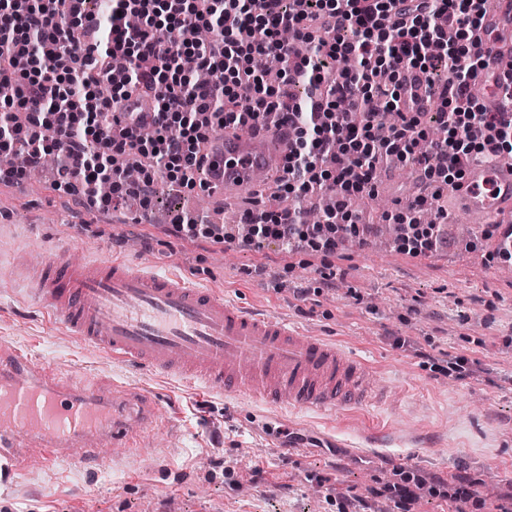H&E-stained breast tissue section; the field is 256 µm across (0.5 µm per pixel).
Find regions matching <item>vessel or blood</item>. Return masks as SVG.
Masks as SVG:
<instances>
[{
  "label": "vessel or blood",
  "mask_w": 512,
  "mask_h": 512,
  "mask_svg": "<svg viewBox=\"0 0 512 512\" xmlns=\"http://www.w3.org/2000/svg\"><path fill=\"white\" fill-rule=\"evenodd\" d=\"M498 2L496 14L485 21L494 35L482 39L477 54L484 73L512 82L501 54L502 36L512 35V0ZM287 152V132L227 129L208 152L204 186L257 189L258 174L276 178ZM455 200L479 224L512 220V162L471 163ZM28 272L30 303L113 362L297 409H360L383 396L367 362L290 327L286 319L256 315L180 276L148 272L115 256L76 263L63 249ZM154 424L151 418L115 421L111 401L68 381L55 366L20 351L0 355V457L79 463L115 443L132 454Z\"/></svg>",
  "instance_id": "1"
}]
</instances>
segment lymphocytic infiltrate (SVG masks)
<instances>
[{
	"label": "lymphocytic infiltrate",
	"instance_id": "1",
	"mask_svg": "<svg viewBox=\"0 0 512 512\" xmlns=\"http://www.w3.org/2000/svg\"><path fill=\"white\" fill-rule=\"evenodd\" d=\"M89 0H0V81L14 88L0 99V157L22 154L20 166L0 168L1 180L23 178L48 156H60L57 187L89 205L122 209L129 198L149 207L157 176L191 186L201 170L204 144L216 129L287 128L290 148L279 180L285 193L303 197L319 189L336 198L320 224L303 223L299 210H246L253 238L282 245L300 240L330 252L340 238L364 228L348 209L351 197L375 191L383 158L410 160L429 191L394 215L400 249L433 251L441 227L423 224L443 188L458 185L467 166L512 153V118L484 111L471 94L479 68L475 33L483 0H112L101 22ZM214 32L200 43L195 33ZM298 42L288 48L280 33ZM273 55L287 68L283 82L267 83L253 68ZM194 57L213 80L196 84L180 61ZM355 58L354 71L325 82L318 60ZM448 63L445 82L428 72ZM425 76V90L440 102L443 134L432 137L417 113L405 111L406 71ZM306 81L310 102L294 100L288 85ZM153 101V116L127 109L132 91ZM391 124L385 138L375 126ZM96 144L88 152V144ZM137 155L136 179L115 164ZM109 181L99 197L93 188ZM377 495L395 512H412L420 494L446 499L450 512H487L471 480L433 483L419 476L386 484Z\"/></svg>",
	"mask_w": 512,
	"mask_h": 512
}]
</instances>
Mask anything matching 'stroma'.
<instances>
[{"label":"stroma","instance_id":"obj_1","mask_svg":"<svg viewBox=\"0 0 512 512\" xmlns=\"http://www.w3.org/2000/svg\"><path fill=\"white\" fill-rule=\"evenodd\" d=\"M420 182L408 163L386 166L377 227ZM169 186L157 177L153 221L143 224L134 199L118 212L96 210L50 181L2 180L0 269L61 246L78 260L123 256L337 343L371 365L390 398L366 411L276 409L116 365L49 323L29 304L23 279L0 280V346L99 393L150 392L168 412L136 457L113 448L81 466L32 457L18 472L1 458L0 512H378L370 488L402 473L477 480L488 470L498 483L491 506L512 504V278L507 261L490 259L493 243L472 249L452 237L415 256L381 248L376 227L366 242L343 239L326 257L302 245L258 250L180 238L170 232L171 213L190 206L213 224L225 198L185 188L172 196ZM327 269L336 274L331 288L322 284ZM460 355L480 362V376H449V360Z\"/></svg>","mask_w":512,"mask_h":512}]
</instances>
